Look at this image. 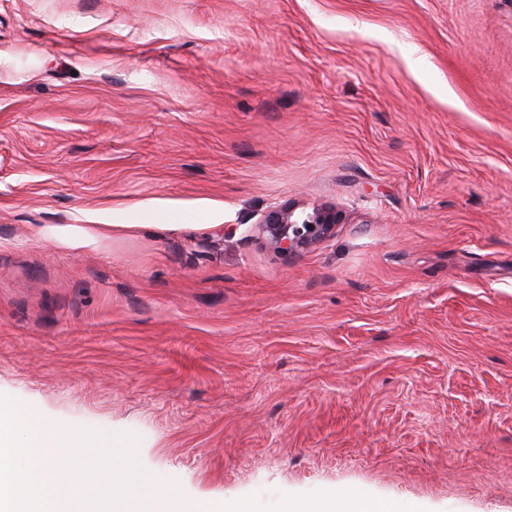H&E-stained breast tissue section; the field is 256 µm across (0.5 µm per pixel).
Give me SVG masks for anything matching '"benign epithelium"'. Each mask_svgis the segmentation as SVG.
Listing matches in <instances>:
<instances>
[{"mask_svg": "<svg viewBox=\"0 0 512 512\" xmlns=\"http://www.w3.org/2000/svg\"><path fill=\"white\" fill-rule=\"evenodd\" d=\"M341 223L343 215L334 207L299 216L296 207L285 204L268 210L252 225V231L274 250L297 254L332 237Z\"/></svg>", "mask_w": 512, "mask_h": 512, "instance_id": "7a95c632", "label": "benign epithelium"}]
</instances>
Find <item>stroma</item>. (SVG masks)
Returning <instances> with one entry per match:
<instances>
[{
	"label": "stroma",
	"mask_w": 512,
	"mask_h": 512,
	"mask_svg": "<svg viewBox=\"0 0 512 512\" xmlns=\"http://www.w3.org/2000/svg\"><path fill=\"white\" fill-rule=\"evenodd\" d=\"M0 394L187 499L512 512V0H0ZM343 219L335 207H324L299 216L295 206L285 204L268 210L251 225V229L274 250L297 254L332 237ZM112 229V224H61L45 227L39 231V235L59 240L76 249L94 243L102 232Z\"/></svg>",
	"instance_id": "obj_1"
}]
</instances>
